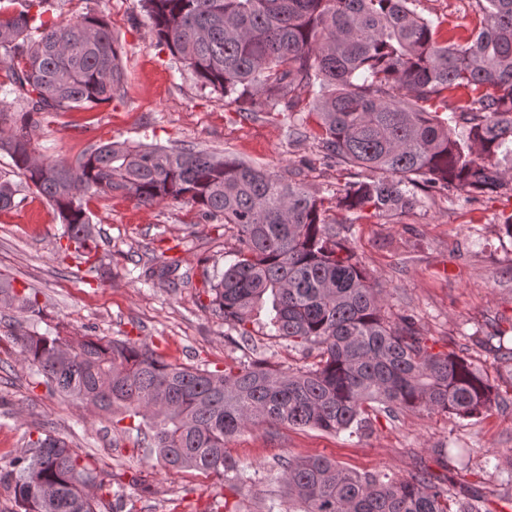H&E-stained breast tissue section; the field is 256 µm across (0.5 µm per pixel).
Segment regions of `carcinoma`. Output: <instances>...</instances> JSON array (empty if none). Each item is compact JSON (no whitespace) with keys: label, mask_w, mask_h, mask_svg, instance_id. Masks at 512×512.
Instances as JSON below:
<instances>
[{"label":"carcinoma","mask_w":512,"mask_h":512,"mask_svg":"<svg viewBox=\"0 0 512 512\" xmlns=\"http://www.w3.org/2000/svg\"><path fill=\"white\" fill-rule=\"evenodd\" d=\"M158 44L202 90L246 115L288 113V139L311 137L324 157L377 171L336 195V212L299 180L194 147L109 142L73 161L38 157L31 132L44 115L91 109L123 92L120 37L96 13L51 21L53 0H24L0 16V63L11 72L17 111L0 109V152L12 173L46 199L63 224L65 248L91 251L84 201L122 192L140 205L184 203L236 230L235 261L209 278L210 307L252 339L253 313L271 300L269 335L316 352L317 362L276 368L262 361L210 371L166 362L130 339L69 340L19 329L20 362L54 392L85 407L151 429L149 447L170 469L235 473L226 443L254 427L357 433L370 424L365 404L388 413L444 412L464 419L498 404L484 369L453 352H434L408 317L382 312L381 289L340 236L349 214L407 211L421 184L484 192L512 184V0H477L480 26L442 38L412 0H142ZM319 91H314V87ZM466 96L448 116L434 110ZM314 93L319 130L294 114ZM464 124L465 133H456ZM19 185L0 173V210ZM36 322L34 288L0 275V310ZM506 332L500 357L512 359ZM31 456L0 469L22 512H99L88 490L119 492L62 437L28 435ZM288 512H482L475 491L448 494L423 473L361 474L325 457L279 462Z\"/></svg>","instance_id":"cac0c4a2"}]
</instances>
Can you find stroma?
Listing matches in <instances>:
<instances>
[{
    "instance_id": "35a3bbf8",
    "label": "stroma",
    "mask_w": 512,
    "mask_h": 512,
    "mask_svg": "<svg viewBox=\"0 0 512 512\" xmlns=\"http://www.w3.org/2000/svg\"><path fill=\"white\" fill-rule=\"evenodd\" d=\"M71 18L100 11L122 41V98L91 110L55 112L33 133L37 155L74 160L108 141L184 145L229 155L282 176L298 175L318 198L333 202L356 167L323 157L315 141H289L287 113L240 117L236 105L201 90L159 46L141 0H57ZM418 14L441 32L467 34L478 23L476 0H415ZM405 212L364 213L343 232L379 283L387 316L412 317L434 351L453 352L481 366L500 404L477 419L405 410L378 415L363 434L326 433L281 425L231 439L227 453L247 482L194 470H171L135 434L112 427L111 416L52 392L20 363L7 337L16 313L0 312V469L25 456L26 437L53 428L79 453L90 454L103 480L120 484V500L106 496L101 512H285L280 458L320 455L359 473L396 477L423 468L449 490L469 486L488 512H512V361L472 345L475 336L512 329V191L492 194L416 189ZM95 226L90 256L61 252V221L32 191L0 211V272L16 288H33L45 317L38 332L67 337L130 338L158 349L175 365L224 368L262 359L283 367L311 365L313 356L269 335L259 311L251 340L212 312L205 280L235 260L231 226L195 208L166 202L137 204L115 192L87 203ZM177 263L174 281L152 270ZM111 271L101 279L95 265Z\"/></svg>"
}]
</instances>
